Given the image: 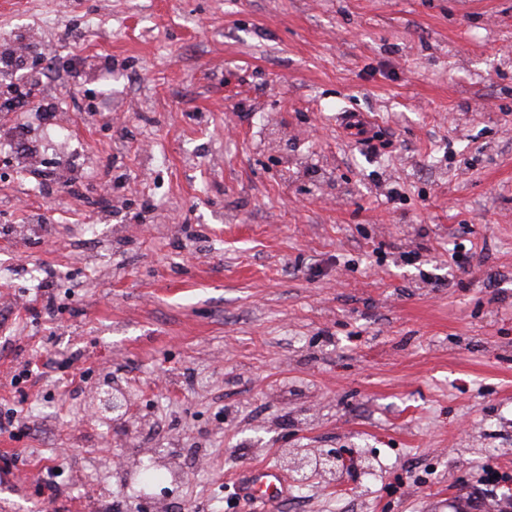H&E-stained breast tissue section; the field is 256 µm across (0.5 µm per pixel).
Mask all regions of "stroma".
<instances>
[{"mask_svg": "<svg viewBox=\"0 0 512 512\" xmlns=\"http://www.w3.org/2000/svg\"><path fill=\"white\" fill-rule=\"evenodd\" d=\"M27 42L57 51L71 175L112 207L25 196L70 147L0 112V412L24 423L0 512L512 493V0H0V52ZM107 379L124 423L87 410ZM161 448L183 480L150 499L132 475ZM320 448L364 460L226 497ZM240 495H252L261 493L268 499L276 498L281 490V480L276 470L267 468L259 469L250 484L245 486L233 485Z\"/></svg>", "mask_w": 512, "mask_h": 512, "instance_id": "1", "label": "stroma"}]
</instances>
